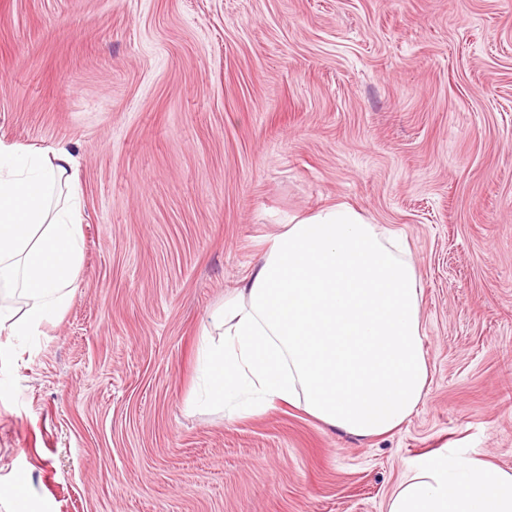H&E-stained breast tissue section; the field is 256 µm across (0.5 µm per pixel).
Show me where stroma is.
Returning a JSON list of instances; mask_svg holds the SVG:
<instances>
[{
	"instance_id": "1",
	"label": "stroma",
	"mask_w": 512,
	"mask_h": 512,
	"mask_svg": "<svg viewBox=\"0 0 512 512\" xmlns=\"http://www.w3.org/2000/svg\"><path fill=\"white\" fill-rule=\"evenodd\" d=\"M0 140L67 147L76 288L0 357L30 512H387L405 468L512 469V0H0ZM336 202L403 228L428 394L357 439L197 401L266 236Z\"/></svg>"
}]
</instances>
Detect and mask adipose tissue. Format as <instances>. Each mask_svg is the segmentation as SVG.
<instances>
[{
	"label": "adipose tissue",
	"mask_w": 512,
	"mask_h": 512,
	"mask_svg": "<svg viewBox=\"0 0 512 512\" xmlns=\"http://www.w3.org/2000/svg\"><path fill=\"white\" fill-rule=\"evenodd\" d=\"M65 148L0 141V333L35 336L65 308L83 257L81 191ZM402 231L345 203L284 225L202 337L200 398L245 409L303 399L308 414L356 437L386 435L427 395L421 290ZM387 512H512V470L439 453L410 464Z\"/></svg>",
	"instance_id": "adipose-tissue-1"
}]
</instances>
